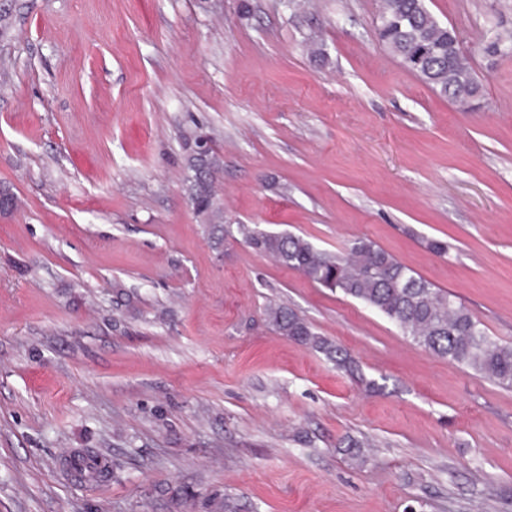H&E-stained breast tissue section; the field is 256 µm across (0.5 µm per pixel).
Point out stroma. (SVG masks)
Segmentation results:
<instances>
[{
	"label": "stroma",
	"instance_id": "1",
	"mask_svg": "<svg viewBox=\"0 0 512 512\" xmlns=\"http://www.w3.org/2000/svg\"><path fill=\"white\" fill-rule=\"evenodd\" d=\"M426 4L475 110L379 42V0H0V512H512V390L241 236L213 248L188 201L194 128L230 224L372 241L512 344V52L486 49L512 0ZM266 316L272 327L283 336L300 344L309 346L322 353L337 369L345 370L352 376H358V369L347 351L337 343L321 336L313 325L293 309L278 304L266 307Z\"/></svg>",
	"mask_w": 512,
	"mask_h": 512
}]
</instances>
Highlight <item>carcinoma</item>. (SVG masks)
<instances>
[{"label": "carcinoma", "instance_id": "cac0c4a2", "mask_svg": "<svg viewBox=\"0 0 512 512\" xmlns=\"http://www.w3.org/2000/svg\"><path fill=\"white\" fill-rule=\"evenodd\" d=\"M378 26L379 39L405 69L462 109L470 108L471 91L478 82L468 57L448 26L429 11L425 0H382ZM195 142V134L183 136L186 170L202 167L206 179L189 182V195L196 217L219 248L232 236L214 186L223 159L214 151L206 160L194 156ZM237 233L252 248L319 287L338 291L383 315L424 351L466 366L476 376L503 388H512V345L492 339L455 295L435 287L373 242L356 239L344 251L334 253L318 249L303 236L270 232L256 224H239ZM266 316L281 335L322 353L336 368L358 374L347 351L320 335L293 309L270 304Z\"/></svg>", "mask_w": 512, "mask_h": 512}]
</instances>
